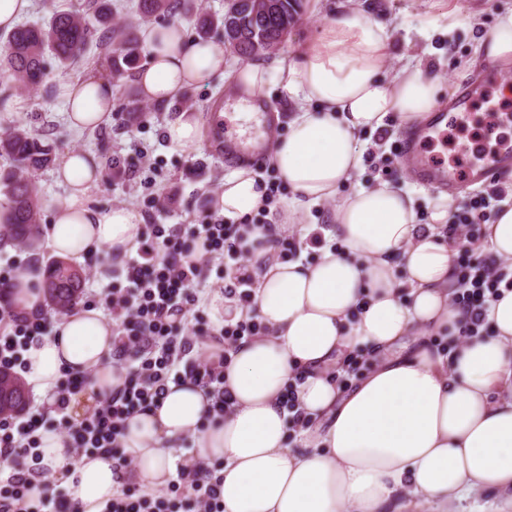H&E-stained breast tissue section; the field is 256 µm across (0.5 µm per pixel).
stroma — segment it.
<instances>
[{"label":"stroma","mask_w":512,"mask_h":512,"mask_svg":"<svg viewBox=\"0 0 512 512\" xmlns=\"http://www.w3.org/2000/svg\"><path fill=\"white\" fill-rule=\"evenodd\" d=\"M342 3L391 29L386 76H393L410 59L419 58L427 64L430 74L456 91L465 87L467 81L481 80L487 69L486 62H476L474 72L467 80L461 78L460 66L465 60H473L477 41L484 29L495 24L500 11L512 8V0H303L301 18L285 46L276 54V61L297 60L318 36L337 5ZM457 9L479 10V19L470 27L447 32L444 25L448 13ZM95 51V46H88L67 74L52 72L38 90L15 93L8 110L0 112V130L16 123L38 130L45 142L52 145L58 160L75 150L98 156L106 164L113 158H120L126 165L125 176L116 178L107 172L90 187L87 197L94 207L107 210L130 206L137 209L148 223L157 219L165 224L201 223L209 213L205 198L219 191L225 178L235 170L234 165L225 163L224 152L217 146L213 105H223L225 117L233 120L235 130L244 135L255 133L257 123L236 120L234 103L224 90V78L216 75L187 89L185 98L175 99L165 107L142 102L144 117L133 125L127 124L121 113L126 102L124 87L115 84V110L111 121L91 131L73 130L67 124L65 105L57 93V86L64 80H75L87 74ZM189 104L198 112L202 143L187 153L171 152L164 130L166 119ZM487 119L486 104L478 102L463 119L449 122L450 138L444 153L453 158L455 165L473 159L474 147L485 146ZM402 140L403 132L397 121L388 120L387 134L380 141L378 157L365 161L357 183L390 181L402 185L418 198L419 219L425 222L429 219V202L436 198L438 191L416 182L411 169L400 157ZM138 148L143 151L139 157L134 154ZM153 191L174 196V209L156 216L147 206ZM76 266L84 277L80 305L98 304L102 289L112 282L111 263L98 253L83 257Z\"/></svg>","instance_id":"1"}]
</instances>
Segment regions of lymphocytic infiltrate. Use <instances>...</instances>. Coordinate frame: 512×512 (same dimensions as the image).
Masks as SVG:
<instances>
[{
    "mask_svg": "<svg viewBox=\"0 0 512 512\" xmlns=\"http://www.w3.org/2000/svg\"><path fill=\"white\" fill-rule=\"evenodd\" d=\"M445 232L460 241L456 260L457 291L454 302L469 313L467 333L480 332L489 305L502 290H512V266L492 265L474 252L480 241L475 219L452 216ZM224 297L235 309L225 312L224 324L215 328L190 322L200 302L198 287L211 262ZM22 264L8 260L0 271V368H25L22 351L43 333L41 317L21 315L9 298ZM122 280L102 291L112 313V358L126 371L121 389L103 395L81 420H72L70 404L83 386L80 376L66 375L53 391L54 418L41 412L0 415V452L27 456L37 447L40 430L55 431L69 440L74 457L101 451L111 454L115 472L125 474L132 460L123 451L125 422L138 410L160 404L169 384L190 381L213 397L216 417L231 407L224 388V367L238 343L263 335L264 326L252 313L257 271L245 246L242 227L211 214L201 224H147L142 228L134 255L120 262ZM199 345L197 363L182 368L192 345ZM36 469L12 467L0 476V512H35L28 496ZM172 496L158 495L121 483L103 512H224L223 480L207 466L180 467L170 483Z\"/></svg>",
    "mask_w": 512,
    "mask_h": 512,
    "instance_id": "1",
    "label": "lymphocytic infiltrate"
}]
</instances>
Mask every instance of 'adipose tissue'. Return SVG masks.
Masks as SVG:
<instances>
[{
	"mask_svg": "<svg viewBox=\"0 0 512 512\" xmlns=\"http://www.w3.org/2000/svg\"><path fill=\"white\" fill-rule=\"evenodd\" d=\"M142 35L149 58L134 84L152 103L168 104L225 71L226 46L190 36L183 23ZM391 40L384 23L343 9L298 61L273 67L259 59L232 74L230 94L242 113L254 112L252 100L272 75L293 106L287 136L267 150L294 193L275 232L329 201L327 235L340 246L319 249L308 263L264 268L254 309L267 331L240 343L224 370L234 401L224 418L213 417L211 397L188 382L127 420L123 450L137 463L134 481L164 485L175 469L174 446L190 437L195 461L221 463L224 512H396L404 496L444 506L480 490L512 498V290L491 303L488 331L462 335L467 316L452 304L458 247L442 235L448 196L439 195L422 224L414 195L389 182L339 192L362 170L364 136L392 113L407 127L425 123L444 95L417 60L384 77ZM475 54L512 63V11L499 16ZM112 91L97 74L61 83L70 125L83 131L109 122ZM165 134L179 152L202 140L191 111L169 117ZM102 174L99 160L83 152L61 161L57 178L69 195L48 226L57 255L122 257L137 248L138 210H100L87 201ZM256 183L250 170H236L212 208L228 220L250 217L264 196ZM438 333L447 334V347L437 346ZM355 352L369 369L348 389L331 369ZM24 358V377L42 395L66 372L87 373L93 396L126 376L112 362V324L94 307L58 315L52 334ZM290 389L316 422L302 429L299 449L288 445L291 415L282 400ZM37 452L43 481L63 478L82 512H102L119 487L109 454L73 461L66 439L53 432L43 433Z\"/></svg>",
	"mask_w": 512,
	"mask_h": 512,
	"instance_id": "obj_1",
	"label": "adipose tissue"
}]
</instances>
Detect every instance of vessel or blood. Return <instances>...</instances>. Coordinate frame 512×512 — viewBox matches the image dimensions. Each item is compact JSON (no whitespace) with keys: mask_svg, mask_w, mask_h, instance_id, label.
<instances>
[{"mask_svg":"<svg viewBox=\"0 0 512 512\" xmlns=\"http://www.w3.org/2000/svg\"><path fill=\"white\" fill-rule=\"evenodd\" d=\"M447 119V113L437 114L428 134L408 137L403 142L404 161L411 166L420 183L430 186L444 185L453 191L476 181H484L494 172L512 169V150L508 148L499 149L486 163L468 168L463 173L449 169L445 160L425 157V147L429 144L432 133L437 132L440 123ZM263 145V140L257 137L246 138L229 131L224 134L225 157L239 162H252L261 157Z\"/></svg>","mask_w":512,"mask_h":512,"instance_id":"b4317fda","label":"vessel or blood"}]
</instances>
